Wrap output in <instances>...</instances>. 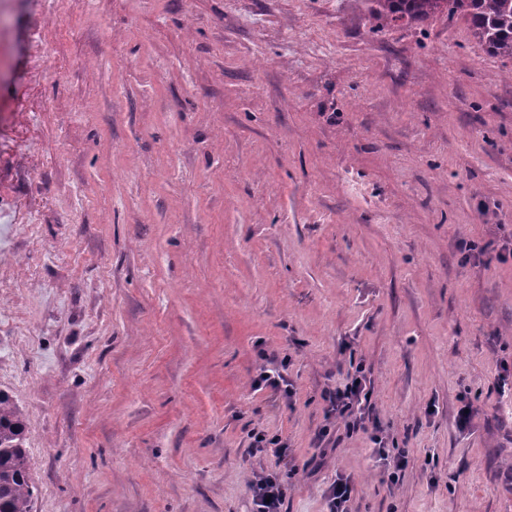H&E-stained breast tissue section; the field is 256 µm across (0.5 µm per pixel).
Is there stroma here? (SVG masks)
<instances>
[{
    "instance_id": "stroma-1",
    "label": "stroma",
    "mask_w": 512,
    "mask_h": 512,
    "mask_svg": "<svg viewBox=\"0 0 512 512\" xmlns=\"http://www.w3.org/2000/svg\"><path fill=\"white\" fill-rule=\"evenodd\" d=\"M28 11L0 0L1 144ZM50 28L38 243L0 220L32 512H253L269 472L283 512L340 477L350 512H512V61L366 0H71ZM266 354L291 399L252 389ZM357 363L392 487L367 434L316 438ZM251 448H254L255 452L267 453L272 452L277 456H285L288 451L286 442L279 436H269L263 430H253L251 433ZM249 491L255 512H282L288 487L276 473H266L251 481Z\"/></svg>"
}]
</instances>
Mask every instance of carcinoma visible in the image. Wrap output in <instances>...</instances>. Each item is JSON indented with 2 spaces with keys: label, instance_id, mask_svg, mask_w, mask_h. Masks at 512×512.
Here are the masks:
<instances>
[{
  "label": "carcinoma",
  "instance_id": "cac0c4a2",
  "mask_svg": "<svg viewBox=\"0 0 512 512\" xmlns=\"http://www.w3.org/2000/svg\"><path fill=\"white\" fill-rule=\"evenodd\" d=\"M374 18L406 25L444 14L464 20L485 50L512 60V0H367ZM23 412L0 390V512H31Z\"/></svg>",
  "mask_w": 512,
  "mask_h": 512
}]
</instances>
